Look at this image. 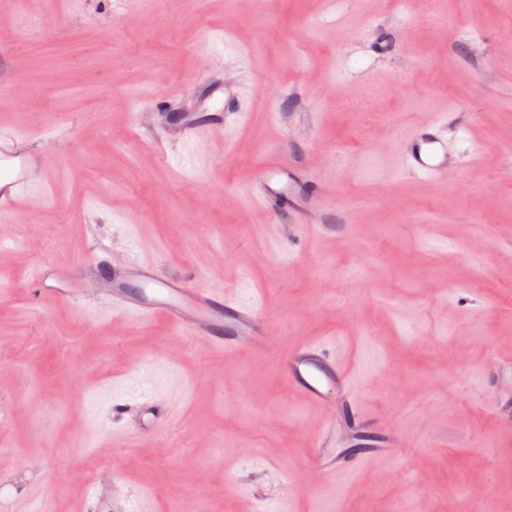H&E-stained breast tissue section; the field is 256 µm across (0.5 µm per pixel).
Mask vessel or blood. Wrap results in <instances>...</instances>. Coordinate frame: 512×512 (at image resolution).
I'll list each match as a JSON object with an SVG mask.
<instances>
[{"instance_id":"b4317fda","label":"vessel or blood","mask_w":512,"mask_h":512,"mask_svg":"<svg viewBox=\"0 0 512 512\" xmlns=\"http://www.w3.org/2000/svg\"><path fill=\"white\" fill-rule=\"evenodd\" d=\"M214 111L187 118L184 133L199 126L223 128L238 113V97L231 89L212 87ZM401 154L408 173L432 179L454 166L448 140L438 124L423 126L401 143ZM50 164L46 155L18 147L15 136L0 135V213L12 211L29 189L33 172L45 171ZM256 196L272 219L293 216L306 219L314 211L322 190L302 186L296 167L278 157L266 158L259 170ZM94 276L102 280V293L113 311L136 317L160 313L185 333L205 340L214 350L227 353L242 349L266 350L273 343L266 324L256 307L224 297L223 293L196 288L190 274L172 278L159 277L152 264L137 263L119 274H108L95 267ZM86 280L64 265L47 264L33 280L35 300L66 299L81 301ZM289 386L306 401L325 412L333 425H340L346 406L352 405L350 375L330 348L323 343L300 344L284 357ZM361 460L336 458L328 449H318L315 469L333 476L342 471H355Z\"/></svg>"}]
</instances>
